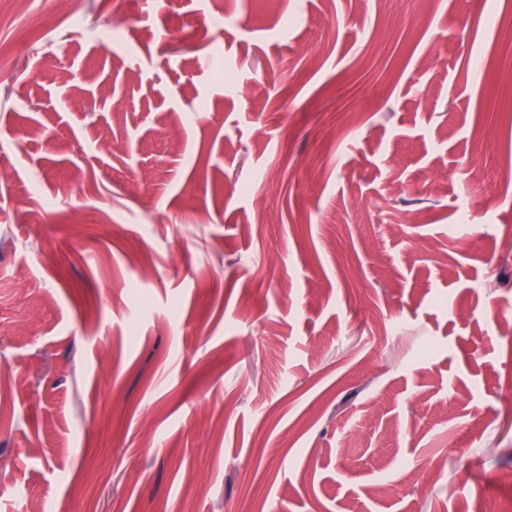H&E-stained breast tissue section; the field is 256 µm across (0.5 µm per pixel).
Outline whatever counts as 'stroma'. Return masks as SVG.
Returning <instances> with one entry per match:
<instances>
[{"label":"stroma","instance_id":"35a3bbf8","mask_svg":"<svg viewBox=\"0 0 512 512\" xmlns=\"http://www.w3.org/2000/svg\"><path fill=\"white\" fill-rule=\"evenodd\" d=\"M0 9V512H512V0Z\"/></svg>","mask_w":512,"mask_h":512}]
</instances>
